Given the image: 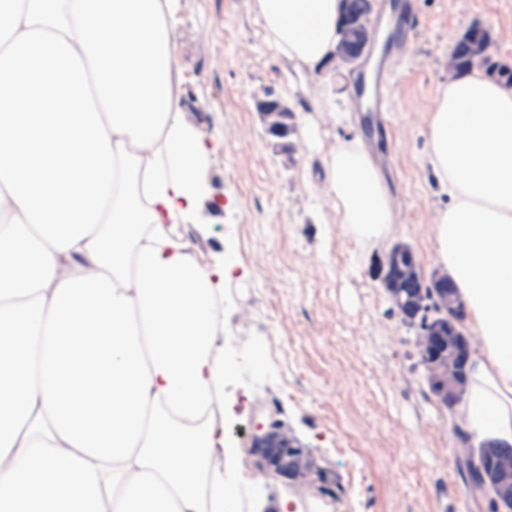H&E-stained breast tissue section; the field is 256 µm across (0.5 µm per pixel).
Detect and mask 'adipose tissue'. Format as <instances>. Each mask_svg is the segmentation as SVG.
Returning a JSON list of instances; mask_svg holds the SVG:
<instances>
[{"instance_id": "1", "label": "adipose tissue", "mask_w": 512, "mask_h": 512, "mask_svg": "<svg viewBox=\"0 0 512 512\" xmlns=\"http://www.w3.org/2000/svg\"><path fill=\"white\" fill-rule=\"evenodd\" d=\"M296 70L332 66L342 0H253ZM170 0H0V512H231L201 424L228 266L174 227L204 205L202 137L174 118ZM448 190L436 256L478 337L454 422L512 444V85L448 72L429 121ZM343 223L395 222L372 157L337 147Z\"/></svg>"}]
</instances>
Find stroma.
<instances>
[{
  "label": "stroma",
  "instance_id": "stroma-1",
  "mask_svg": "<svg viewBox=\"0 0 512 512\" xmlns=\"http://www.w3.org/2000/svg\"><path fill=\"white\" fill-rule=\"evenodd\" d=\"M181 69L176 119L203 136L206 192L217 209L180 225L203 267L234 268L218 295L219 356L234 366L216 428L234 451L235 512H486L459 471L452 413L430 392L415 332L379 277L385 249L342 224L326 190L337 146L363 138V112L340 117L358 69L300 75L269 44L252 0H171ZM412 28L383 66L391 133L372 155L396 205L390 244H406L424 277L439 272L433 217L448 193L428 163L430 114L448 54L471 27L512 66V0H409ZM294 114L291 150L266 132L261 101ZM281 423L321 475L305 485L260 474L256 425Z\"/></svg>",
  "mask_w": 512,
  "mask_h": 512
}]
</instances>
